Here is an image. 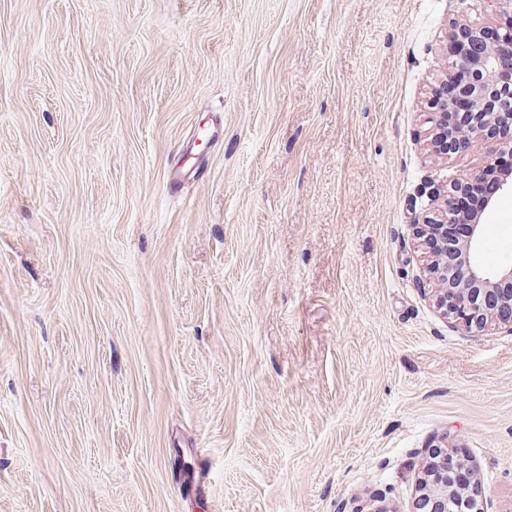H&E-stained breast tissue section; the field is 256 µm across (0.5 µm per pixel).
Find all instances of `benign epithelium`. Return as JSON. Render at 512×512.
<instances>
[{
    "instance_id": "benign-epithelium-1",
    "label": "benign epithelium",
    "mask_w": 512,
    "mask_h": 512,
    "mask_svg": "<svg viewBox=\"0 0 512 512\" xmlns=\"http://www.w3.org/2000/svg\"><path fill=\"white\" fill-rule=\"evenodd\" d=\"M505 26L502 38L512 42V0H497ZM457 64L466 80L462 92L469 96L472 112L465 123L451 132L461 146L489 145L496 151H512V134L496 136L497 128L512 126V80L498 76V57L492 44L475 54L461 52ZM456 221L451 206L426 216L419 229L424 242L441 237L439 247L429 251L427 273L435 288L438 306L467 330H479L493 322L512 332V267L490 270L474 259L484 235L482 216L469 219L470 235L457 256L448 247V224ZM460 463L455 449L444 444L431 450L423 466V492L416 501L417 512H483L477 496L460 489L450 479Z\"/></svg>"
}]
</instances>
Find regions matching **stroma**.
<instances>
[{
  "mask_svg": "<svg viewBox=\"0 0 512 512\" xmlns=\"http://www.w3.org/2000/svg\"><path fill=\"white\" fill-rule=\"evenodd\" d=\"M496 0H0V512H512V333L432 298L462 25ZM197 169L173 185L170 174ZM475 252L512 263V193ZM458 463L461 460L455 448L448 444L431 450L423 466V492L416 501L418 512H484L474 493L452 484L450 473Z\"/></svg>",
  "mask_w": 512,
  "mask_h": 512,
  "instance_id": "35a3bbf8",
  "label": "stroma"
}]
</instances>
